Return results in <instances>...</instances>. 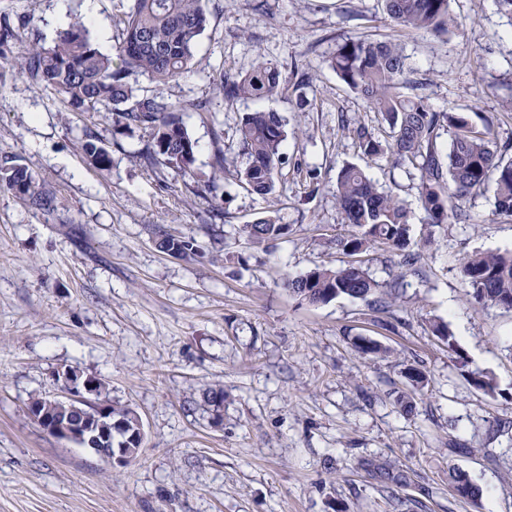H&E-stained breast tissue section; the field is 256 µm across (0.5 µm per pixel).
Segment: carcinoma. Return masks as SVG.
<instances>
[{
    "mask_svg": "<svg viewBox=\"0 0 512 512\" xmlns=\"http://www.w3.org/2000/svg\"><path fill=\"white\" fill-rule=\"evenodd\" d=\"M387 18L394 26L409 31L448 34L459 27L451 13L450 0H382ZM205 0H133L128 13L116 25L120 42L116 55L102 53L93 42L86 24L69 22L54 45L28 43L11 59L19 75L54 91L74 110L102 108L128 124L151 130V140L141 152L145 163H161L177 174L192 175L197 143L182 117L186 107L170 102L161 87L192 71L194 46L209 26ZM406 55L400 44L368 36L350 37L336 46L330 66L336 76L358 94L387 126L392 142L389 150L410 163L419 173L418 200L429 224H451L470 219L460 202L483 193L494 185L495 211L512 217V160L495 148L490 124L478 128L454 112H434L418 94L400 92ZM138 71L156 85L151 94L140 92L125 81L126 74ZM219 94L226 104L239 99H265L283 89L278 67L258 55L243 75H219ZM446 120L450 143L447 153L438 145L441 120ZM240 138L249 161L240 171L243 187L252 194L274 192L282 165L287 138L285 122L273 110L247 112L239 126ZM360 153L367 158L383 154L381 141L364 125L355 129ZM82 151L89 164L107 170L110 152L99 140L86 135ZM0 187L22 196L40 211L53 210V197L37 188L28 171L3 160ZM345 223L355 228L336 246L350 256L371 244L398 252L400 266L414 267L421 252L409 248L411 211L397 196L383 190L357 165L343 167L333 188ZM242 232L253 241L274 243L288 234V227L273 217L244 225ZM157 245L164 252L174 249L182 255L197 252L194 240H175L157 230ZM462 280L470 288L474 306H497L512 310V252H484L468 255L460 266ZM299 300L311 305L325 304L337 297L363 300L383 309L391 306L399 282L383 285L376 281L360 260L332 269L317 267L287 282ZM112 422V437L97 445L123 448L141 446L140 418L128 407L106 406ZM452 492L474 499L479 491L460 472L451 474Z\"/></svg>",
    "mask_w": 512,
    "mask_h": 512,
    "instance_id": "carcinoma-1",
    "label": "carcinoma"
}]
</instances>
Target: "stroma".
Masks as SVG:
<instances>
[{"instance_id":"1","label":"stroma","mask_w":512,"mask_h":512,"mask_svg":"<svg viewBox=\"0 0 512 512\" xmlns=\"http://www.w3.org/2000/svg\"><path fill=\"white\" fill-rule=\"evenodd\" d=\"M84 4L0 0L16 30L0 46V161L23 165L54 197L44 212L0 189V512H512V437L489 431L493 419L512 421V311L472 307L460 274L467 255L512 249V217L496 213L492 192L464 202L472 223L433 227L417 272L378 247L363 253L377 281L403 279L389 311L349 297L310 305L284 286L345 262L336 240L349 227L333 195L345 165L411 208L412 240L425 219L417 170L361 155L358 124L382 140L388 131L330 68L337 44L400 43L403 92L436 112L493 120L512 158V17L497 0H451L464 32L436 36L389 25L380 0H207L194 70L163 93L185 107L195 177L218 180L210 202L193 193L194 178L143 164L149 128L71 111L12 69L22 44L53 45ZM259 55L280 70L283 94L223 103L219 74L243 73ZM261 109L287 121L286 162L265 198L236 177L247 164L238 126ZM89 133L111 168L85 160ZM215 206L223 219H212ZM268 215L287 236L248 240L243 225ZM157 227L194 238L199 255L162 252ZM438 318L454 346L433 336ZM360 337L387 355H361ZM410 366L425 386L410 385ZM64 368L104 379L113 405L137 412L145 437L131 464H108L30 416ZM477 374L495 379L496 395L472 385ZM209 388L224 391L218 424ZM452 470L479 498L450 491Z\"/></svg>"}]
</instances>
